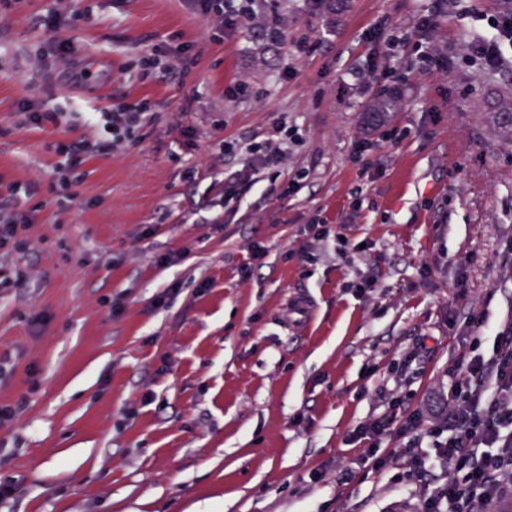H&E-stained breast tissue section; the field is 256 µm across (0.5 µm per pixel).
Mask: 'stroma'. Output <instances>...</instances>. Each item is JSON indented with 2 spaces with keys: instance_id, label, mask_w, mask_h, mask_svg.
Returning <instances> with one entry per match:
<instances>
[{
  "instance_id": "stroma-1",
  "label": "stroma",
  "mask_w": 512,
  "mask_h": 512,
  "mask_svg": "<svg viewBox=\"0 0 512 512\" xmlns=\"http://www.w3.org/2000/svg\"><path fill=\"white\" fill-rule=\"evenodd\" d=\"M254 8L229 32L197 0H0V193L33 220L28 278L0 290V406L28 399L0 427L14 488L0 512H417L393 481L403 440L351 432L398 398L433 420L471 341L490 352L512 327V144L492 123L512 61L491 70L470 47L512 0ZM157 50L169 68L140 70ZM373 65L406 90L400 138L361 121ZM142 101L138 141L102 151L86 113ZM26 102L58 123L25 124ZM283 122L285 166L225 209L248 156L224 142L277 140ZM79 136L91 148L67 202L54 148ZM165 252L178 261L153 265ZM300 297L311 315L286 319Z\"/></svg>"
}]
</instances>
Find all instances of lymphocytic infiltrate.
Masks as SVG:
<instances>
[{"label":"lymphocytic infiltrate","mask_w":512,"mask_h":512,"mask_svg":"<svg viewBox=\"0 0 512 512\" xmlns=\"http://www.w3.org/2000/svg\"><path fill=\"white\" fill-rule=\"evenodd\" d=\"M512 47V13L494 19L476 47L485 66L499 68ZM111 123L112 142L136 139L148 120L149 108L140 102L119 110L105 108ZM27 214L0 201V288L24 280L12 269L13 253L25 247L22 231ZM450 421L425 425L420 411L388 412L359 424L352 440L393 434L404 439V456L410 472L425 487L421 512H481L483 505L512 490V332L499 333L491 353L470 350L452 385ZM429 439L434 454H426L419 439Z\"/></svg>","instance_id":"1"}]
</instances>
